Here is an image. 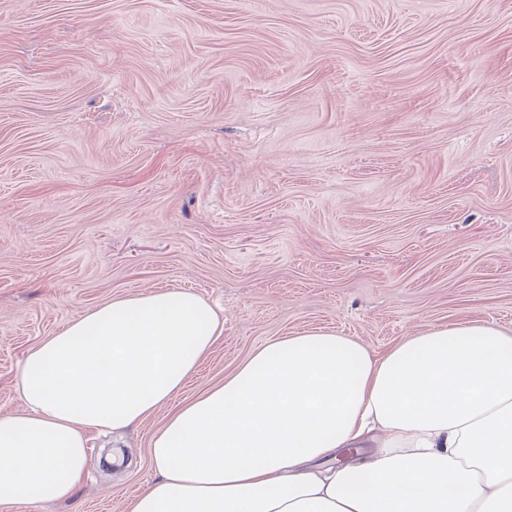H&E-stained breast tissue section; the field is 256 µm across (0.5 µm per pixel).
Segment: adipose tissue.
Wrapping results in <instances>:
<instances>
[{
    "label": "adipose tissue",
    "instance_id": "ef3b65f1",
    "mask_svg": "<svg viewBox=\"0 0 512 512\" xmlns=\"http://www.w3.org/2000/svg\"><path fill=\"white\" fill-rule=\"evenodd\" d=\"M223 331L201 296L155 290L44 337L0 415V505L74 500L86 430L165 407L131 512H512V333L448 324L377 354L307 330L183 400Z\"/></svg>",
    "mask_w": 512,
    "mask_h": 512
}]
</instances>
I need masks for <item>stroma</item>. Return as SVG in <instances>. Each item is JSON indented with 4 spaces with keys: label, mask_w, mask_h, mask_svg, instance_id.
<instances>
[{
    "label": "stroma",
    "mask_w": 512,
    "mask_h": 512,
    "mask_svg": "<svg viewBox=\"0 0 512 512\" xmlns=\"http://www.w3.org/2000/svg\"><path fill=\"white\" fill-rule=\"evenodd\" d=\"M159 289L224 313L188 398L306 330L512 329V0H0V415L44 336ZM166 415L0 512H130Z\"/></svg>",
    "instance_id": "35a3bbf8"
}]
</instances>
